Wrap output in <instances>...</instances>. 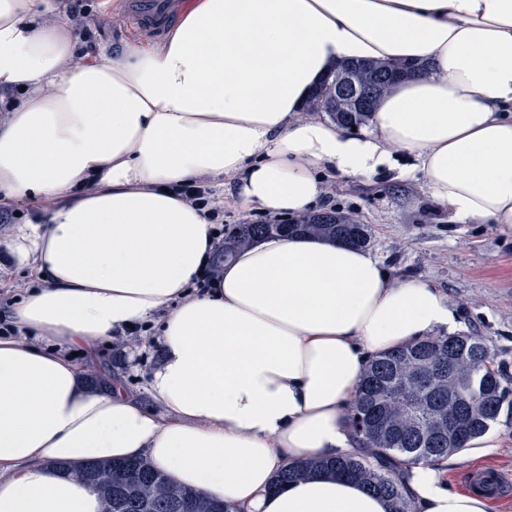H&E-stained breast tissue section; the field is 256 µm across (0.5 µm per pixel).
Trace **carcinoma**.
<instances>
[{"mask_svg": "<svg viewBox=\"0 0 512 512\" xmlns=\"http://www.w3.org/2000/svg\"><path fill=\"white\" fill-rule=\"evenodd\" d=\"M414 66L404 62H361L333 69L313 93L308 109L324 112L350 129L366 124L380 98ZM375 79L364 104L333 107L344 76ZM307 235L366 247L369 225L338 209L308 214L285 223L236 224L224 233L217 265L266 236ZM512 415V387L503 363L471 334L438 335L383 353L370 360L349 406L348 420L358 451L329 460H302L283 468L276 484L332 471L387 497L393 512H415L404 474L416 464L444 467L448 457L489 430L502 413ZM52 467L89 485L102 512H177L189 501L191 512H233V507L173 483L146 459L54 463Z\"/></svg>", "mask_w": 512, "mask_h": 512, "instance_id": "1", "label": "carcinoma"}]
</instances>
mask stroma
Masks as SVG:
<instances>
[{
  "mask_svg": "<svg viewBox=\"0 0 512 512\" xmlns=\"http://www.w3.org/2000/svg\"><path fill=\"white\" fill-rule=\"evenodd\" d=\"M98 29L99 44L112 46L139 38L130 0H92L88 19ZM324 209L354 212L371 225L369 248L398 278L422 277L442 288L459 315L464 331L480 336L497 361L512 370V228L502 224H461L435 208L415 184H388L379 179L339 180ZM155 330L144 331L138 345L127 336L96 344L97 359L86 379L97 387L122 375L128 392L145 405L154 400L147 388L150 372L161 360ZM497 448L477 456L462 451L449 457L447 480L463 489L476 468L508 476L496 491L497 512H512V417L491 426Z\"/></svg>",
  "mask_w": 512,
  "mask_h": 512,
  "instance_id": "1",
  "label": "stroma"
}]
</instances>
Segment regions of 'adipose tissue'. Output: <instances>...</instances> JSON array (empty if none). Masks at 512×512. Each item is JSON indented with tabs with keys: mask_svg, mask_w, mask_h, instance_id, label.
Returning a JSON list of instances; mask_svg holds the SVG:
<instances>
[{
	"mask_svg": "<svg viewBox=\"0 0 512 512\" xmlns=\"http://www.w3.org/2000/svg\"><path fill=\"white\" fill-rule=\"evenodd\" d=\"M64 0H0V200H55L6 248L41 285L0 319V512H100L55 462L145 458L235 512H391L287 464L355 452L369 359L462 324L428 280L368 249L273 236L195 283L219 223L176 193L208 179L239 213L321 204L331 182L417 183L462 224L512 225V0H189L158 43L75 62ZM414 64L368 130L309 115L342 62ZM158 324L148 389L89 387L70 352ZM416 512H492L412 466Z\"/></svg>",
	"mask_w": 512,
	"mask_h": 512,
	"instance_id": "ef3b65f1",
	"label": "adipose tissue"
}]
</instances>
